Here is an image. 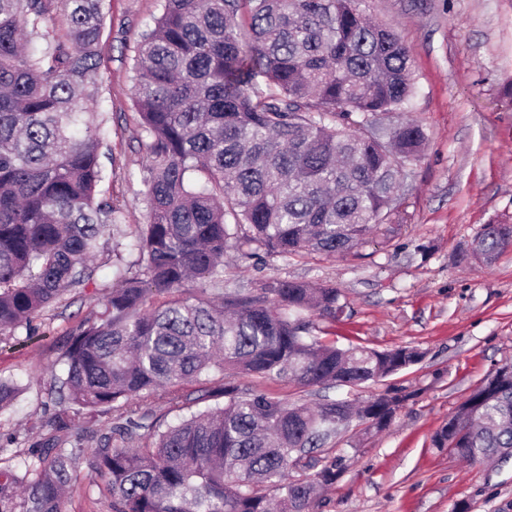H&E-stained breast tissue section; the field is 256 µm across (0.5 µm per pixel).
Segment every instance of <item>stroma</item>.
I'll return each instance as SVG.
<instances>
[{
    "label": "stroma",
    "instance_id": "35a3bbf8",
    "mask_svg": "<svg viewBox=\"0 0 512 512\" xmlns=\"http://www.w3.org/2000/svg\"><path fill=\"white\" fill-rule=\"evenodd\" d=\"M363 7L391 24L411 54L416 93L389 123L411 120L427 135L421 158L404 166L398 213L388 233L343 257L229 253L224 286L253 292L278 277L338 288L343 314L332 323L311 318L313 335L341 347L414 346L424 358L357 388H302L280 378L247 385L311 404L364 400L392 386L411 392L386 431L339 440L343 473L317 512H452L457 504L466 512H512V456L470 464L432 443L491 370L512 364V248L489 267L468 252L482 225L512 224V0H365ZM160 10V0H110L97 96L106 118L107 178L99 192L120 205L122 219L101 238L92 277L47 308L34 334L0 335V377L20 388L0 412V457L28 454L46 436L44 423L59 410L51 385L64 370L68 333L101 312L116 258H133L149 159L132 105V66L140 35ZM115 419L87 412L68 429L80 453L67 512H112L90 485L96 431Z\"/></svg>",
    "mask_w": 512,
    "mask_h": 512
}]
</instances>
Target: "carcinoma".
Instances as JSON below:
<instances>
[{"label": "carcinoma", "instance_id": "1", "mask_svg": "<svg viewBox=\"0 0 512 512\" xmlns=\"http://www.w3.org/2000/svg\"><path fill=\"white\" fill-rule=\"evenodd\" d=\"M0 0V334H12L90 278L99 240L121 220L98 197L103 129L91 105L107 0ZM359 0H162L137 44L133 103L152 159L131 273L117 264L104 311L69 333L61 400L125 409L99 434L91 463L112 512H316L336 482L329 445L348 424L392 422L393 387L355 404H290L241 387L249 377L302 386H361L421 362L414 346L339 348L310 335L308 315L334 321L341 292L269 279L224 291V253L284 260L343 256L391 223L400 167L426 134L386 127L413 94L410 51ZM512 224H484L470 255L489 266ZM199 285L194 295L185 285ZM197 385L193 397L182 393ZM18 393L0 378V411ZM164 396L190 410L161 428L139 413ZM204 407L192 410L199 404ZM433 438L471 463L512 448V364L496 368ZM37 461L0 464V512H65L75 448L63 415ZM152 445L133 447L140 430ZM118 439L122 447L112 446ZM309 456L311 476L297 472Z\"/></svg>", "mask_w": 512, "mask_h": 512}]
</instances>
